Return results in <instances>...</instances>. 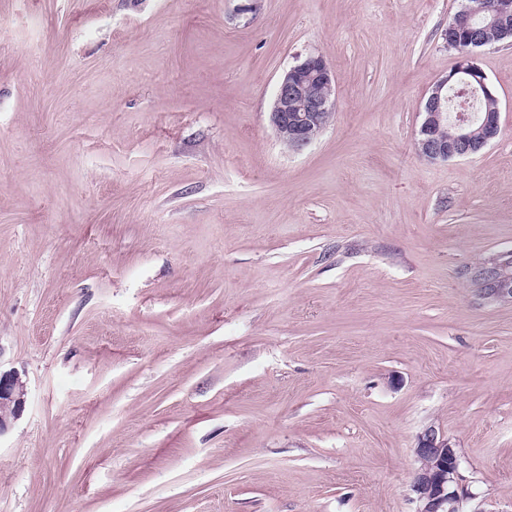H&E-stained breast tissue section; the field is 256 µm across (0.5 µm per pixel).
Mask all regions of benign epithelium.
Listing matches in <instances>:
<instances>
[{"instance_id":"7a95c632","label":"benign epithelium","mask_w":512,"mask_h":512,"mask_svg":"<svg viewBox=\"0 0 512 512\" xmlns=\"http://www.w3.org/2000/svg\"><path fill=\"white\" fill-rule=\"evenodd\" d=\"M448 47L457 48V69L469 75L465 86L481 90L496 102L492 85L478 66L474 51L492 41H512V0H462L444 32ZM336 74L320 56L310 55L281 76L269 122L277 140L291 151L311 145L328 127L335 107ZM448 78L440 79L422 106L423 120L416 139L418 156L429 163L465 158L481 152L500 128V109L488 110L483 120L472 113L448 114ZM453 125L455 134L442 131ZM469 279L481 294L512 299V251L497 253L469 270ZM27 390L16 372H0V434L23 411ZM419 463L410 484L414 512H460L471 495L457 482L459 459L448 437L429 427L417 438Z\"/></svg>"}]
</instances>
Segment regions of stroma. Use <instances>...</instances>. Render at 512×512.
<instances>
[{"label": "stroma", "mask_w": 512, "mask_h": 512, "mask_svg": "<svg viewBox=\"0 0 512 512\" xmlns=\"http://www.w3.org/2000/svg\"><path fill=\"white\" fill-rule=\"evenodd\" d=\"M458 0H0V512H414L447 434L512 512V46L499 137L421 160ZM322 56L336 112L268 125ZM336 74L321 56L310 55L281 76L269 122L288 150L311 145L328 127L335 107ZM469 279L483 296L510 298L512 302V251L494 254L474 266ZM27 390L16 372L0 370V436L23 411Z\"/></svg>", "instance_id": "1"}]
</instances>
